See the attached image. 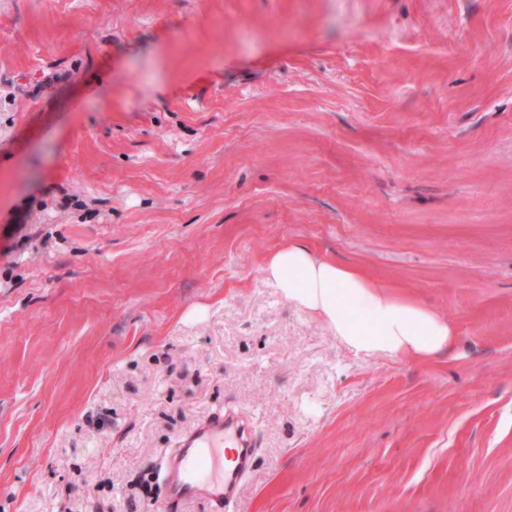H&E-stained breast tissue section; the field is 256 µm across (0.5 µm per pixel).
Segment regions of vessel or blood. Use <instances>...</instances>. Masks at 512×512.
<instances>
[{"mask_svg":"<svg viewBox=\"0 0 512 512\" xmlns=\"http://www.w3.org/2000/svg\"><path fill=\"white\" fill-rule=\"evenodd\" d=\"M233 449L232 464H225V449ZM255 454L251 429L238 417L217 413L184 434L167 458L163 476L171 506L187 500L209 502L214 512L225 507L249 474Z\"/></svg>","mask_w":512,"mask_h":512,"instance_id":"1","label":"vessel or blood"}]
</instances>
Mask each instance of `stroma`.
<instances>
[{"label": "stroma", "mask_w": 512, "mask_h": 512, "mask_svg": "<svg viewBox=\"0 0 512 512\" xmlns=\"http://www.w3.org/2000/svg\"><path fill=\"white\" fill-rule=\"evenodd\" d=\"M296 242L457 354L348 353ZM225 409L229 512H512V0H0V512H163ZM224 448H233V465L224 464ZM255 454L251 429L238 417L214 414L178 441L166 459L163 476L172 507L187 500H205L214 512H224L241 481L249 474Z\"/></svg>", "instance_id": "1"}]
</instances>
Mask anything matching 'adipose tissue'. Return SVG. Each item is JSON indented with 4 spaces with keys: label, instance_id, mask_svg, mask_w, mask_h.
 <instances>
[{
    "label": "adipose tissue",
    "instance_id": "obj_1",
    "mask_svg": "<svg viewBox=\"0 0 512 512\" xmlns=\"http://www.w3.org/2000/svg\"><path fill=\"white\" fill-rule=\"evenodd\" d=\"M262 276L282 298L321 319L354 355L423 361L456 345L446 318L375 284L363 269L316 256L304 244L291 243L271 253Z\"/></svg>",
    "mask_w": 512,
    "mask_h": 512
}]
</instances>
